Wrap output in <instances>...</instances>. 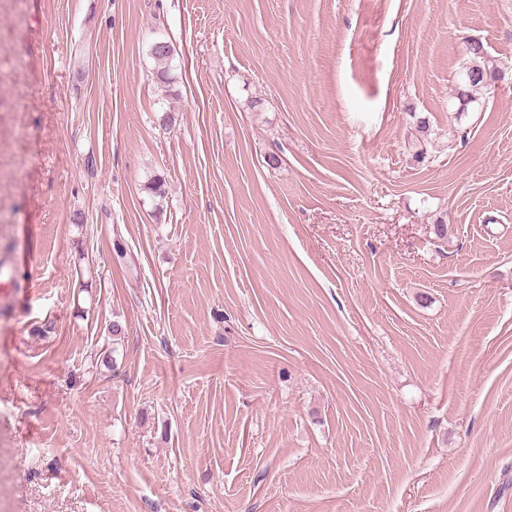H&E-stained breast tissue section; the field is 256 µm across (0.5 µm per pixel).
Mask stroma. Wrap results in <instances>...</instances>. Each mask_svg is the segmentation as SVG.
<instances>
[{
    "label": "stroma",
    "instance_id": "1",
    "mask_svg": "<svg viewBox=\"0 0 512 512\" xmlns=\"http://www.w3.org/2000/svg\"><path fill=\"white\" fill-rule=\"evenodd\" d=\"M0 255V512H512V0H0ZM475 42L477 45L468 54L470 60L462 74L464 75L467 71H473L474 73L482 74L486 81L495 82L496 75L500 72L499 64L497 60L486 54L481 43Z\"/></svg>",
    "mask_w": 512,
    "mask_h": 512
}]
</instances>
